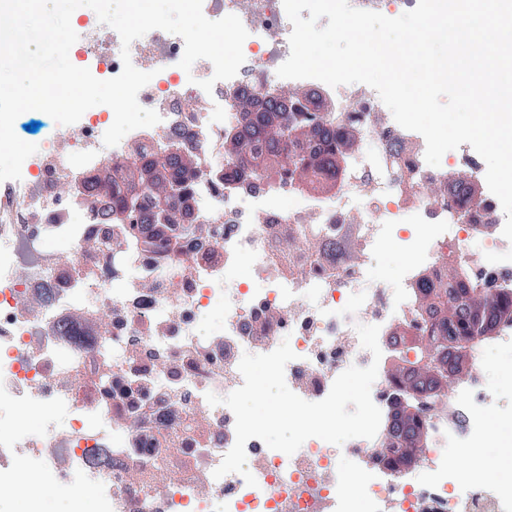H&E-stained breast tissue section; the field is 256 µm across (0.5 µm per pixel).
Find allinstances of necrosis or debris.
Masks as SVG:
<instances>
[{
	"label": "necrosis or debris",
	"instance_id": "necrosis-or-debris-1",
	"mask_svg": "<svg viewBox=\"0 0 512 512\" xmlns=\"http://www.w3.org/2000/svg\"><path fill=\"white\" fill-rule=\"evenodd\" d=\"M203 13L211 20L237 15L247 29L235 77L205 93L199 83L211 78V62L182 71L183 39L150 31L131 44L130 57L154 74L138 101L160 122L129 132L108 153L102 138L114 121L110 107L55 126L13 182L12 200L0 204V406L32 413L57 401L68 408L65 426L48 424L36 436L0 419V500L20 489L43 497L50 479L76 473L99 486L106 512H356L361 500L367 512H512L498 489L486 427L493 418L512 424V415L496 408V346L487 340L477 345L472 378L425 415L422 478L381 464L377 437L339 447L311 438L290 456L253 438L246 455L256 485L237 473L214 478L235 442V416L205 395L242 385L244 353L289 342L296 358L285 369L288 387L322 400L341 372L372 361L356 325L379 326L382 354L391 356L393 324L424 323L414 295L425 272L450 255L489 287L512 288V243L493 194L484 195L474 223L447 198L427 193L446 185L449 165L429 166L424 137L378 109L377 92L361 83L299 82L319 90L337 121L357 126L367 145L331 194L256 177L219 180L220 148L239 119L235 97L245 87L261 94L286 86L276 70L290 54L292 26L282 0H203ZM77 48L108 77L121 72V39L106 37L98 23L85 26ZM137 143L172 144L197 157L195 216L208 233L194 247L196 261L170 284L157 282L147 258H131L132 275L116 268L111 225L69 182L72 172L123 160ZM295 224L315 226L316 239L292 253L284 238ZM475 238L482 244L474 253ZM59 239L67 250L56 248ZM393 245L407 262L392 282L375 268ZM215 302L222 325L209 330L203 320ZM105 343L133 361L113 366L101 353ZM116 370L132 386L122 395L128 412L121 419L111 393L98 387ZM142 384L151 388L145 404L136 391ZM185 424L204 433L202 447H151L150 435ZM455 445L467 455H450ZM346 459L357 468L343 467Z\"/></svg>",
	"mask_w": 512,
	"mask_h": 512
}]
</instances>
